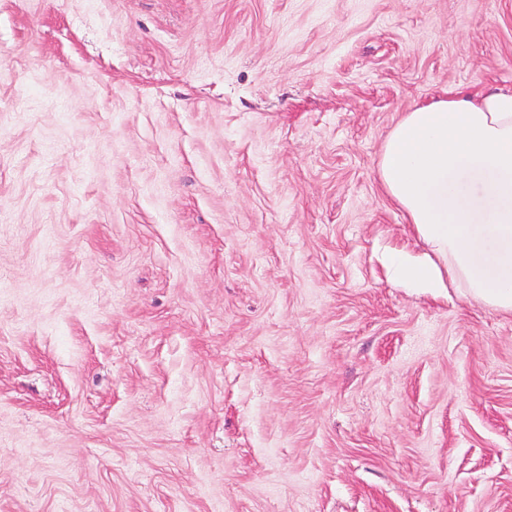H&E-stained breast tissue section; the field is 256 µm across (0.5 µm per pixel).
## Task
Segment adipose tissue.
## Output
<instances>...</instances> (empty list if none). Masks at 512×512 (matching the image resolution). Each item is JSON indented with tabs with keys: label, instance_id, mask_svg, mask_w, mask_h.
Instances as JSON below:
<instances>
[{
	"label": "adipose tissue",
	"instance_id": "obj_1",
	"mask_svg": "<svg viewBox=\"0 0 512 512\" xmlns=\"http://www.w3.org/2000/svg\"><path fill=\"white\" fill-rule=\"evenodd\" d=\"M379 177L435 253L395 252L396 279L415 288L458 285L512 313V91L451 95L403 113Z\"/></svg>",
	"mask_w": 512,
	"mask_h": 512
}]
</instances>
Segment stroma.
I'll use <instances>...</instances> for the list:
<instances>
[{
  "label": "stroma",
  "mask_w": 512,
  "mask_h": 512,
  "mask_svg": "<svg viewBox=\"0 0 512 512\" xmlns=\"http://www.w3.org/2000/svg\"><path fill=\"white\" fill-rule=\"evenodd\" d=\"M493 90L512 0H0V512H512V314L378 172ZM396 279L415 288H447L438 265L431 258H415L397 251L392 256Z\"/></svg>",
  "instance_id": "obj_1"
}]
</instances>
